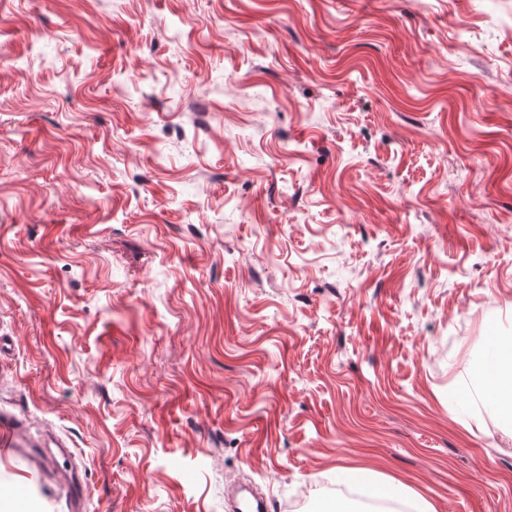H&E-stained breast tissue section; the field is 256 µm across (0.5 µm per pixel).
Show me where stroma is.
<instances>
[{
	"instance_id": "1",
	"label": "stroma",
	"mask_w": 512,
	"mask_h": 512,
	"mask_svg": "<svg viewBox=\"0 0 512 512\" xmlns=\"http://www.w3.org/2000/svg\"><path fill=\"white\" fill-rule=\"evenodd\" d=\"M0 336L84 512H512V0H0ZM494 359L481 375L480 394L512 423V344L493 336Z\"/></svg>"
}]
</instances>
